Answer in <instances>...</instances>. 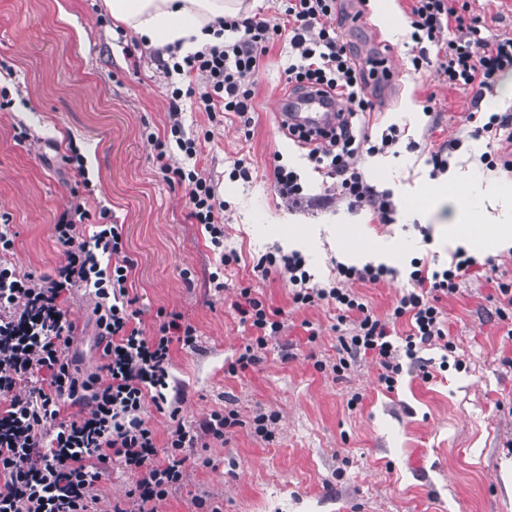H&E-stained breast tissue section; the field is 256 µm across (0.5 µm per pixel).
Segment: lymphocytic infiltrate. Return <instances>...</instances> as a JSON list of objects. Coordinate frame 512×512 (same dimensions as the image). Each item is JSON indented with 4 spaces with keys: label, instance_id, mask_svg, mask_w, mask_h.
<instances>
[{
    "label": "lymphocytic infiltrate",
    "instance_id": "1",
    "mask_svg": "<svg viewBox=\"0 0 512 512\" xmlns=\"http://www.w3.org/2000/svg\"><path fill=\"white\" fill-rule=\"evenodd\" d=\"M341 0H282V21L272 25L259 17L224 19L223 45L174 61L181 79L170 92V110L179 113L183 96L193 97L198 111L216 120L218 113L245 116L252 110L255 77L276 38L288 40L285 85L289 92L316 89L332 95L337 122L329 131L303 135L315 170L334 181L349 209H369L378 222L393 221V194L377 190L360 171L362 156L395 150L402 133L390 126L373 139L361 118L372 111L371 74L341 36ZM470 0H408L406 15L413 42L414 71L436 67L449 88L471 90L475 102L493 93L500 72L512 69V35L487 38L479 19L464 20ZM156 160L168 181L185 186L190 217L204 225L214 247L224 245V205L215 188L193 170L170 167L166 145L158 143ZM89 211L73 201L54 226L63 261L46 274L20 272L7 263L16 234L0 225V512H92L94 485L102 470L118 465L134 476L126 504L112 512H155L183 479L186 449L198 447L202 435L231 436L240 420L235 412L216 414L202 427L177 423L165 445H158L142 417L148 389L164 404L169 387L173 344L194 347L197 330L175 315L145 336L134 326V301L127 288L132 261L126 255L123 227L102 224L92 234L83 225ZM284 267L294 304L324 301L335 306L339 325L337 373L358 357L378 360L379 377L394 389L403 359L438 346L450 352L448 326L440 301L456 294L464 279L479 276L495 282L498 318L512 330V282L495 280V266L455 253L448 267L433 272L415 269L387 316L375 315L352 290L355 282L378 284L389 268L337 264L336 279L311 285L301 255L261 257L256 268L269 274ZM94 300L96 329L103 345L98 371L83 373L69 356L75 333L64 306L76 289ZM238 311L253 334L235 360L234 369L256 366L270 338L284 327L274 311L242 289ZM406 321L403 341L390 334L391 324Z\"/></svg>",
    "mask_w": 512,
    "mask_h": 512
}]
</instances>
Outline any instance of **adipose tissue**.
Returning a JSON list of instances; mask_svg holds the SVG:
<instances>
[{
  "instance_id": "obj_1",
  "label": "adipose tissue",
  "mask_w": 512,
  "mask_h": 512,
  "mask_svg": "<svg viewBox=\"0 0 512 512\" xmlns=\"http://www.w3.org/2000/svg\"><path fill=\"white\" fill-rule=\"evenodd\" d=\"M243 0H105L113 19L154 46L177 48L180 55L223 45L216 21L241 13ZM500 204L489 234L469 231L462 246L505 248L512 245V189H497Z\"/></svg>"
}]
</instances>
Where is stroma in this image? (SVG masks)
<instances>
[{
  "label": "stroma",
  "mask_w": 512,
  "mask_h": 512,
  "mask_svg": "<svg viewBox=\"0 0 512 512\" xmlns=\"http://www.w3.org/2000/svg\"><path fill=\"white\" fill-rule=\"evenodd\" d=\"M390 7L385 24L377 12L361 14L358 0L342 4L344 16L360 19L359 27L343 29L344 39L364 60L387 53L394 73L393 84L371 89L369 131L377 139L394 124L406 141L435 145L464 137L449 168L468 176L431 177L419 146L365 157L367 180L392 191L396 204L393 222L381 224L326 192L307 149L280 131L275 103L285 92L287 43L273 46L256 77L251 124L227 112L212 125L188 102L171 116L165 48L116 23L104 0H0V90L7 93L0 108V216L17 234L11 262L35 273L60 264L53 226L74 197L84 198L91 223L123 227L135 325L151 335L161 314L175 313L197 329L194 348H172L166 404L145 401L143 417L158 444L180 421L199 424L229 410L242 421L229 441L203 436L210 467L188 464L182 485L157 512H194L198 498L223 512H512V339L496 316L494 283L469 278L441 301L462 369L440 370L443 351L430 346L418 362L404 363L389 391L371 357L335 372L333 308L293 304L284 269L265 278L255 270L262 255L294 250L318 285L334 280L340 263L392 267L394 280L353 286L383 316L408 287L412 260L430 270L450 261L456 212L487 218L490 190L512 187V174L480 161L506 143L466 135L471 91L448 89L432 70L413 73L410 37L391 33L408 28L407 4L390 0ZM430 98L431 114L424 110ZM176 120L187 137L214 133L202 143L196 169L225 204L223 249L212 245L204 225L192 223L184 187L156 163L160 141L169 144L171 166L186 163L168 141ZM73 149L84 158L86 178L67 160ZM238 161L249 180L232 178ZM278 162L300 175L307 194L301 206L279 197ZM347 236L360 242L361 254H348ZM224 250L237 262L222 265ZM244 287L280 311L284 328L258 365L234 372L230 366L252 334L236 310ZM92 308L81 291L65 305L77 328L69 352L86 371L102 362ZM426 370L432 381H423ZM261 415L271 419V438L253 429Z\"/></svg>",
  "instance_id": "1"
}]
</instances>
